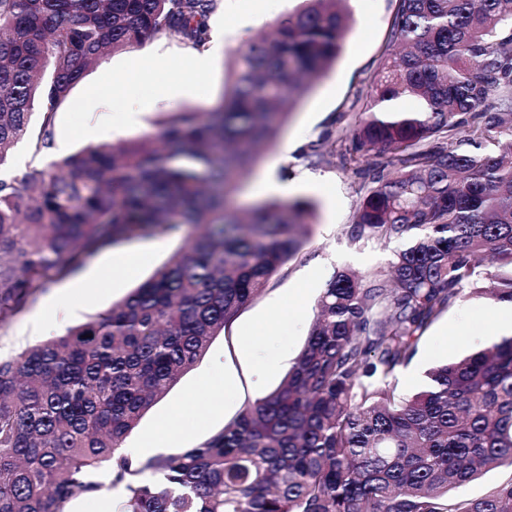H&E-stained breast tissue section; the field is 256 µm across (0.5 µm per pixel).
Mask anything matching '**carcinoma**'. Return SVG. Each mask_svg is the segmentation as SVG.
<instances>
[{
	"mask_svg": "<svg viewBox=\"0 0 512 512\" xmlns=\"http://www.w3.org/2000/svg\"><path fill=\"white\" fill-rule=\"evenodd\" d=\"M340 2L302 0L238 47L218 109L44 166L90 66L160 34L206 50L221 0H0V167L24 139L32 153L0 178V321L106 245L193 228L112 308L0 360V512H64L99 495L104 462L117 512H512V481L453 494L512 470V336L431 369L414 394L393 382L457 301L512 303V0H396L343 158L364 183L351 244L405 248L386 273H336L287 376L224 429L168 455L117 454L301 249L314 200L242 218L233 193L341 55ZM406 98L418 108H393ZM299 155L324 160L319 143ZM511 478L512 472L510 470L496 469L488 472L480 479L461 487L455 492V494L467 497H476L481 495L487 487L498 483L508 482Z\"/></svg>",
	"mask_w": 512,
	"mask_h": 512,
	"instance_id": "carcinoma-1",
	"label": "carcinoma"
}]
</instances>
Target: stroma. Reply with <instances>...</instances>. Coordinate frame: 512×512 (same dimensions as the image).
I'll return each instance as SVG.
<instances>
[{
	"label": "stroma",
	"mask_w": 512,
	"mask_h": 512,
	"mask_svg": "<svg viewBox=\"0 0 512 512\" xmlns=\"http://www.w3.org/2000/svg\"><path fill=\"white\" fill-rule=\"evenodd\" d=\"M299 0H222L211 20L224 32V47L201 78L188 76L187 67L196 52L167 36L158 35L139 48L116 51L90 67L73 87L56 117V134H70L69 152L88 144H106L121 138L136 139L156 134L167 113L213 108L231 85L235 71L233 52L247 40L269 31ZM354 24L345 47L327 76L299 98L281 129L276 146L263 151L262 161L234 194L238 208L260 201L255 188L274 179L290 183L289 198L307 197L317 204L316 222L302 249L276 274L265 290L244 309L226 334L215 337L199 362L145 413L125 440L126 447L143 444L161 435L171 417H179L180 439L164 445L167 454L199 445L223 429L243 408L245 401L273 391L293 365L309 336L315 301L334 273L348 269L362 275L388 270L399 240L370 241L351 246L348 229L362 195L360 181L339 156L327 157L317 167L305 166L296 157L299 148L323 137L349 138L357 119L351 103L366 93L369 77L380 62L394 0H348ZM162 64L169 90L165 104L152 105L155 85L136 80L135 72L147 64ZM100 88L89 96L90 88ZM136 107L135 123L118 122L129 107ZM188 245L186 233L159 235L144 240L108 245L82 268V280L65 277L34 290L23 306L0 323V359L16 356L65 328L77 327L111 308L148 279L156 268ZM139 252L147 260L133 275L117 276L111 263ZM490 300L472 295L458 301L435 319L418 341L412 360L399 368L400 393L418 391L426 371L490 343ZM252 337L244 347V337ZM273 359L269 369L254 367L255 355ZM226 379L236 386L238 401L212 413L206 394L208 380Z\"/></svg>",
	"instance_id": "obj_1"
}]
</instances>
